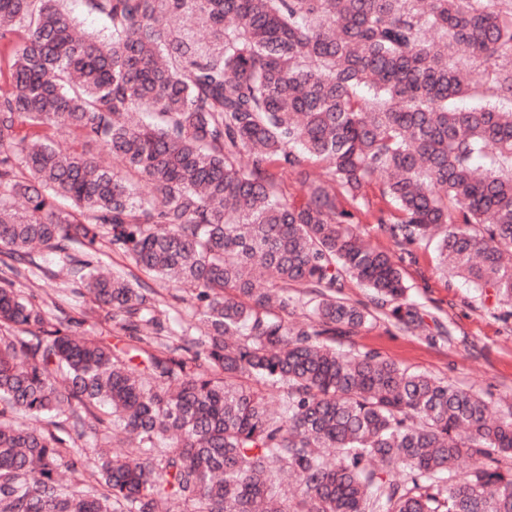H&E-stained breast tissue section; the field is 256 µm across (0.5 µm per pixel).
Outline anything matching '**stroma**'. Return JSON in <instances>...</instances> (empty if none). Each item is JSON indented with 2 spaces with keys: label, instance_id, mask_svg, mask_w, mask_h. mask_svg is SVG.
I'll return each instance as SVG.
<instances>
[{
  "label": "stroma",
  "instance_id": "obj_1",
  "mask_svg": "<svg viewBox=\"0 0 512 512\" xmlns=\"http://www.w3.org/2000/svg\"><path fill=\"white\" fill-rule=\"evenodd\" d=\"M40 263L53 270V278L38 275L17 281L22 295L34 297L47 318L64 310L74 339L96 337L121 344L123 333L111 313L92 310L81 285L68 282L63 261L49 254ZM403 273L408 301L418 307L421 327L406 332L377 320L342 338L343 349L373 350L400 367L477 393L494 407L512 405V321L493 316L490 302L467 281L441 272L433 248L415 249L405 258ZM152 286L169 300L168 336L188 332L194 322L191 292L161 280Z\"/></svg>",
  "mask_w": 512,
  "mask_h": 512
}]
</instances>
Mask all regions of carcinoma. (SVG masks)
<instances>
[{
	"mask_svg": "<svg viewBox=\"0 0 512 512\" xmlns=\"http://www.w3.org/2000/svg\"><path fill=\"white\" fill-rule=\"evenodd\" d=\"M64 2L0 0V254L63 257L126 342L72 339L0 269V512H512V407L335 346L377 319L350 280L422 322L346 208L373 182L382 233L437 239L512 319V0H86L105 39ZM99 237L191 290L197 333L160 350L161 293L70 253ZM270 172L273 173L280 184L283 193L290 199L292 198H303L305 195V188L297 181V177L288 172L281 170L277 164H272L269 168Z\"/></svg>",
	"mask_w": 512,
	"mask_h": 512,
	"instance_id": "obj_1",
	"label": "carcinoma"
}]
</instances>
